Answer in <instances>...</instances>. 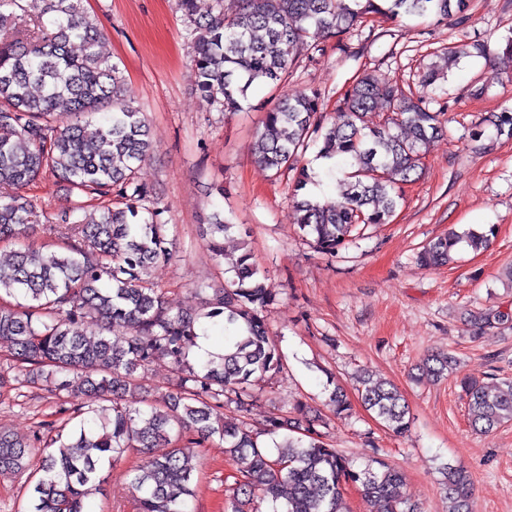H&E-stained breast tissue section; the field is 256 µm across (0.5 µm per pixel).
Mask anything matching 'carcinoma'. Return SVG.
<instances>
[{"label": "carcinoma", "mask_w": 512, "mask_h": 512, "mask_svg": "<svg viewBox=\"0 0 512 512\" xmlns=\"http://www.w3.org/2000/svg\"><path fill=\"white\" fill-rule=\"evenodd\" d=\"M466 7L467 0H238L227 15L222 0L206 14L196 0H177L195 85L208 106L230 114L256 89L277 93L253 135L262 167L275 175L299 171V191L312 179L302 156L317 144V157L331 160L328 171L351 168L337 181V199L292 200L300 233L327 257L352 244L359 226L389 223L402 185L417 178L430 143L444 135L442 112L431 109L439 73L428 69L415 94L365 73L329 115L319 93L284 91L298 54L322 51L325 40L369 16L439 21ZM104 40L85 0H0V182L19 190L0 199V241L40 227L60 247L47 255L25 244L0 264V351L17 365L14 380L73 403L72 417L80 419L66 436L52 423L47 435L30 439L0 430V479L36 456L41 476L26 512H87L102 464L135 449L143 455L131 478L138 512H188L192 449L217 441L237 471L224 512H350L348 486L376 512H418L404 474L378 457L373 441L360 466L323 442L319 418L303 425L281 413L250 423L256 391L283 369L284 355L265 320L275 296L264 272L246 243L224 249L230 233L249 236L245 225L216 214L203 229L226 277L202 312L174 309L150 278L151 268L172 258L165 208L139 178L152 139L118 65L102 51ZM376 113L382 118L374 122ZM491 124L495 136L512 139V112ZM46 175L102 198L98 216L80 217L79 202L52 215L40 210L23 190ZM494 234L492 226L451 231L418 261L444 266L460 244L484 248ZM208 323L223 326L224 353L193 360ZM160 359L172 365L173 390L149 400L142 379ZM417 370L438 381L456 373L457 359L431 355ZM459 385L474 430L489 433L512 421L511 380L494 391L468 378ZM357 392L387 429L409 431V406L397 386L363 374ZM229 405L240 422L224 420ZM441 474L448 512H472L468 471L446 463Z\"/></svg>", "instance_id": "cac0c4a2"}]
</instances>
